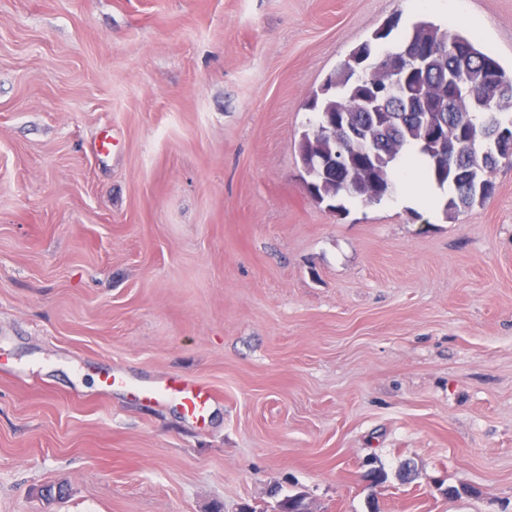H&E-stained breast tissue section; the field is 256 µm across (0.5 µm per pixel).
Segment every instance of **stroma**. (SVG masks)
<instances>
[{"label":"stroma","mask_w":512,"mask_h":512,"mask_svg":"<svg viewBox=\"0 0 512 512\" xmlns=\"http://www.w3.org/2000/svg\"><path fill=\"white\" fill-rule=\"evenodd\" d=\"M457 3L0 0V512H512V167L336 212L298 153L393 19L511 71L512 0ZM100 385L104 390L133 389L139 397L149 402L175 401L187 416L195 419L204 418L216 399V394L208 387L173 376L136 383L119 367L103 375Z\"/></svg>","instance_id":"1"}]
</instances>
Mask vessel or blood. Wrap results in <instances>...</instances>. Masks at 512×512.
Listing matches in <instances>:
<instances>
[{"mask_svg":"<svg viewBox=\"0 0 512 512\" xmlns=\"http://www.w3.org/2000/svg\"><path fill=\"white\" fill-rule=\"evenodd\" d=\"M100 385L106 390L134 388L139 397L149 402H177L187 416L195 419L205 417L216 399L208 387L173 376L135 384L117 367L101 377Z\"/></svg>","mask_w":512,"mask_h":512,"instance_id":"b4317fda","label":"vessel or blood"}]
</instances>
